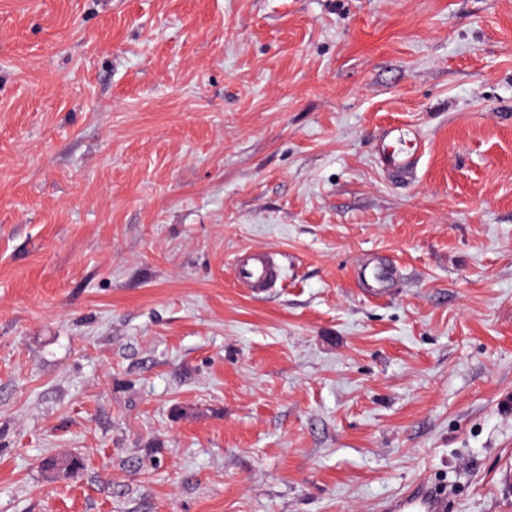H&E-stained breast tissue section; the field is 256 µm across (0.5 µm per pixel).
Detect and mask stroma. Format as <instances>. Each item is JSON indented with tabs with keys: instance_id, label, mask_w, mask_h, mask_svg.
I'll use <instances>...</instances> for the list:
<instances>
[{
	"instance_id": "1",
	"label": "stroma",
	"mask_w": 512,
	"mask_h": 512,
	"mask_svg": "<svg viewBox=\"0 0 512 512\" xmlns=\"http://www.w3.org/2000/svg\"><path fill=\"white\" fill-rule=\"evenodd\" d=\"M422 481L512 512V0H0V512ZM376 148L383 167L400 175L415 172L422 156L421 139L412 131L394 125L380 130ZM235 283L252 295L267 293L282 281V266L275 253L260 248L241 250L233 263Z\"/></svg>"
}]
</instances>
